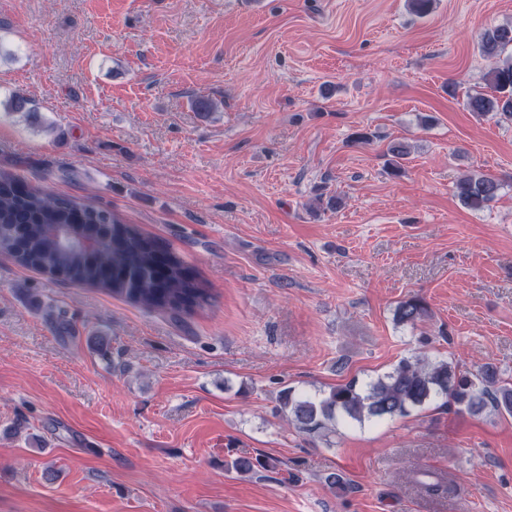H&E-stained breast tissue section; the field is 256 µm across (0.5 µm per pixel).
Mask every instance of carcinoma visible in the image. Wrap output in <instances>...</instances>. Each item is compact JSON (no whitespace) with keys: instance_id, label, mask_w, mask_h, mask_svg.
Instances as JSON below:
<instances>
[{"instance_id":"cac0c4a2","label":"carcinoma","mask_w":512,"mask_h":512,"mask_svg":"<svg viewBox=\"0 0 512 512\" xmlns=\"http://www.w3.org/2000/svg\"><path fill=\"white\" fill-rule=\"evenodd\" d=\"M510 47L512 23L494 26L482 37L481 55L491 63L486 74L489 91L468 96L469 111L512 122V56L502 57ZM500 188L494 178L473 173L457 180L455 193L465 206L481 210ZM101 224L114 225L116 234L92 256L75 240L100 235ZM0 253L23 267L103 288L150 310L189 313L208 297V290L177 255L121 225L111 212L67 196L45 194L5 175H0ZM428 316V304L419 296L400 301L394 310L395 322L412 329ZM439 397L473 416L489 408L512 417V382L500 378L495 367L487 364L474 372L463 371L417 352L364 386L352 380L322 396L287 388L279 396L278 412L297 429L319 433L340 421L361 424L404 417ZM270 466V461L250 456L226 463L227 469L238 473Z\"/></svg>"}]
</instances>
